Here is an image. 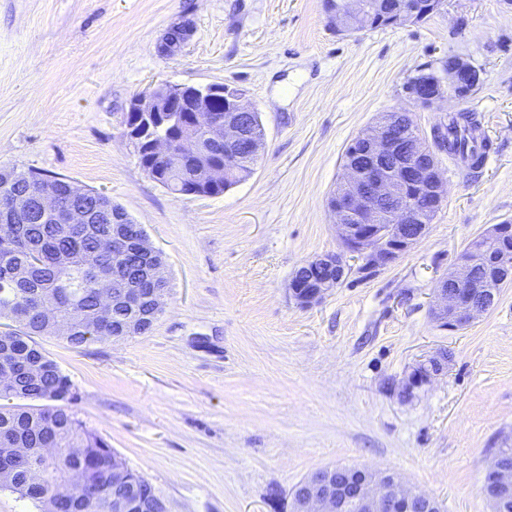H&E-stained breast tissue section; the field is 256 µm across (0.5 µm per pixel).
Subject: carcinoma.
I'll return each mask as SVG.
<instances>
[{
	"mask_svg": "<svg viewBox=\"0 0 512 512\" xmlns=\"http://www.w3.org/2000/svg\"><path fill=\"white\" fill-rule=\"evenodd\" d=\"M477 130L478 121L470 112L443 126L447 153L470 170L481 168L486 148ZM256 164V158L243 156L224 174V185L209 187L195 179L197 159L181 162L175 150L160 156L145 153L139 161L163 186L211 196L247 180ZM44 181L57 183L60 196L57 209L46 215L35 200ZM66 184L63 178L0 165V318L9 320L8 330L0 333V369L11 373V386L0 387V453L47 449L39 457V490L23 471L6 477L0 489L34 502L39 512H113L112 505L118 503L125 512H163L150 482L119 464L110 445L83 427L71 409L75 396L70 380L34 341L36 336L55 335L81 347L114 336L144 335L158 314L148 299L150 289L168 288L162 254L152 251L141 225L110 198L87 193L82 201L86 223H65ZM102 239L113 244L98 259L100 272L113 283L107 321L99 316L96 282L84 272L85 254L96 250ZM17 398L50 404H9ZM65 448H80L82 455L69 458ZM73 467L83 470L85 486L63 504L56 498V485Z\"/></svg>",
	"mask_w": 512,
	"mask_h": 512,
	"instance_id": "carcinoma-1",
	"label": "carcinoma"
}]
</instances>
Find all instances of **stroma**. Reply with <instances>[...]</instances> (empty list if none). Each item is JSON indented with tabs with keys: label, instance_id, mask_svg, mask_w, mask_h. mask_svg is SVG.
Here are the masks:
<instances>
[{
	"label": "stroma",
	"instance_id": "35a3bbf8",
	"mask_svg": "<svg viewBox=\"0 0 512 512\" xmlns=\"http://www.w3.org/2000/svg\"><path fill=\"white\" fill-rule=\"evenodd\" d=\"M182 55L155 46L180 17ZM482 73L464 103L425 108L407 82L449 56ZM246 91L265 149L253 176L216 197L179 198L122 136L150 84ZM409 110L423 135L475 112L488 159L440 154L447 201L416 247L302 309L294 270L339 250L327 202L351 139ZM0 164L107 194L167 265L149 333L79 348L38 344L78 395L74 410L162 497L168 512H290L316 468L387 470L443 512H489L494 448L512 446V283L466 328L437 326L434 290L484 228L512 222V0H443L419 24L330 26L324 0H0ZM448 368L403 395L436 351Z\"/></svg>",
	"mask_w": 512,
	"mask_h": 512
}]
</instances>
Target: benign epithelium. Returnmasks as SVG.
<instances>
[{"label":"benign epithelium","instance_id":"benign-epithelium-1","mask_svg":"<svg viewBox=\"0 0 512 512\" xmlns=\"http://www.w3.org/2000/svg\"><path fill=\"white\" fill-rule=\"evenodd\" d=\"M420 0H395L389 24L414 23L420 17ZM385 4L382 0H339L329 9V23L338 29L361 30L379 24ZM195 27L181 18L172 23L156 43L159 56L171 59L181 54L192 39ZM479 70L460 56L448 59L443 74H420L408 83L409 98L424 107L452 97L468 99L481 83ZM227 95L224 117L211 114L208 102ZM193 102L194 125L203 136L177 137L175 112ZM127 111L144 115L136 126L122 121V134L135 154L147 150L166 153L175 139L182 140L183 152L194 157L208 154L219 143H248V151L258 158L265 139L250 133L251 116L256 107L246 93L222 83L182 85L161 83L130 100ZM403 111L385 113V119L364 128L356 135L362 150L343 160L342 175L332 192L331 212L336 217L343 250L328 252L305 262L319 267L326 276L303 281L301 272L293 274L289 288L296 305L312 307L342 281L349 270L348 256L356 255L369 270L387 266L413 249L429 232L431 224L446 202L447 191L439 167L438 154L423 134L396 138L392 128ZM240 155L224 154V164L207 165L199 171L201 179L216 186L224 183V172L236 166ZM512 226L493 224L473 240L469 254L460 255L440 281L432 305V317L442 328L456 330L469 325L488 310L489 298L481 295L491 287L477 280L474 269L492 266L502 281H512ZM448 355L441 352L419 363L409 376L407 387L420 386L441 374ZM484 480L498 488L512 490V468L499 463L491 453ZM293 512H431L436 499L410 488L401 479L381 469L352 465L317 468L291 490Z\"/></svg>","mask_w":512,"mask_h":512}]
</instances>
